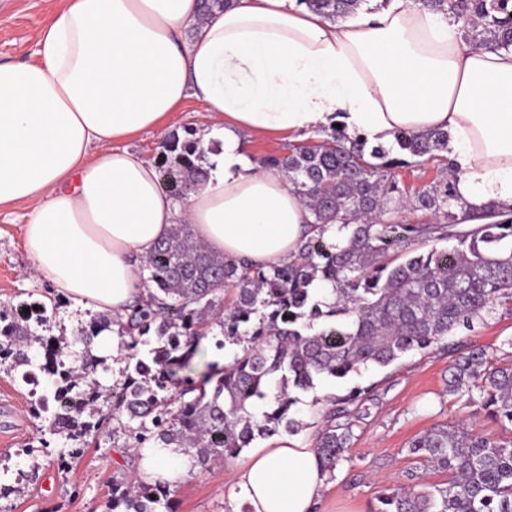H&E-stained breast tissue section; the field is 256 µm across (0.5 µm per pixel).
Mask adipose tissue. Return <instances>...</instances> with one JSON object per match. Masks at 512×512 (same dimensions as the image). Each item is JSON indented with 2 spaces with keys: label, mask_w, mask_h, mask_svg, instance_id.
Returning a JSON list of instances; mask_svg holds the SVG:
<instances>
[{
  "label": "adipose tissue",
  "mask_w": 512,
  "mask_h": 512,
  "mask_svg": "<svg viewBox=\"0 0 512 512\" xmlns=\"http://www.w3.org/2000/svg\"><path fill=\"white\" fill-rule=\"evenodd\" d=\"M37 59L0 63V206L37 200L23 243L59 294L119 317L146 294L137 257L173 225L215 254L287 261L312 217L282 176L253 164L243 134L338 123L371 143L450 133L457 195L512 206V50L465 43L413 0H367L336 21L298 0H66L36 35ZM190 97L221 143L183 203L120 143ZM328 477L312 446L256 448L229 484L250 512H316Z\"/></svg>",
  "instance_id": "obj_1"
}]
</instances>
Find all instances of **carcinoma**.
Masks as SVG:
<instances>
[{
	"label": "carcinoma",
	"mask_w": 512,
	"mask_h": 512,
	"mask_svg": "<svg viewBox=\"0 0 512 512\" xmlns=\"http://www.w3.org/2000/svg\"><path fill=\"white\" fill-rule=\"evenodd\" d=\"M331 21L361 8L364 0H298ZM422 7L452 16L467 42L491 50L512 48V0H421ZM395 148L369 145L344 128L330 127L317 140L289 146L285 156H268L263 166L281 175L308 208L312 234L290 260L253 264L207 251L191 225L177 224L146 256L148 297L119 322L118 335L130 342L122 390L112 396V411L124 416L138 443L173 448L202 468L237 456L256 438L303 423L292 416L298 398L322 377L344 379L369 364L387 367L411 351L448 352L446 393L477 405L505 427L512 425V364L501 365L497 349L461 348L449 337L501 312L512 316V210L497 204L476 213L455 194V173L448 161V131L400 130ZM205 148L199 139L164 140L159 159L162 188L178 201L207 175ZM435 164L438 179L417 190L408 203L428 212L432 221H398L407 194L395 169ZM334 224L341 238L323 237ZM316 281L330 285L332 299L318 296ZM111 320L99 316L77 330L88 347ZM219 330L243 353L218 368L198 360L201 342ZM35 332L28 323L0 311V363L29 364L26 348ZM155 337L148 358L137 346ZM88 356L77 366L62 359L59 346L46 345L39 370L53 377L50 402L73 389L63 373L80 374L79 391L98 400L95 369ZM177 397L164 395L179 373ZM276 381L274 406L256 413ZM369 389L354 387L330 399L334 409L315 435L314 448L328 478L355 438L348 407L363 401ZM108 418L82 407L56 412L50 430L75 442L79 455L88 438ZM409 453L448 480L418 487H394L376 498L371 512H512V437L494 439L462 424H437L416 435ZM171 483L134 478L112 485V510L173 512Z\"/></svg>",
	"instance_id": "carcinoma-1"
}]
</instances>
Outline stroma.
<instances>
[{
  "label": "stroma",
  "instance_id": "35a3bbf8",
  "mask_svg": "<svg viewBox=\"0 0 512 512\" xmlns=\"http://www.w3.org/2000/svg\"><path fill=\"white\" fill-rule=\"evenodd\" d=\"M62 4L63 0H0V62L35 61V35ZM211 123L204 103L191 97L181 111L159 127L125 140L124 146L154 165L169 132L190 130L199 135ZM35 206L28 200L0 208V309L12 311L32 302L46 305L47 322L37 327L39 339L26 350L38 365L50 338L60 340L71 356H79L83 345L73 331L87 325L95 313L74 309L69 298L60 296L35 271L23 246V226ZM511 337L512 317L501 313L466 335L468 342L496 347L498 358L507 364L512 363V347L506 344ZM126 355L123 345L102 354L94 375L100 385L96 408L110 421L74 460L68 456L71 441L50 433L48 414H34V399L21 370L0 365V512H112L113 481L134 476L139 463L126 422L110 417L112 394L125 381ZM447 367V356L438 351H414L390 366L370 365L343 379L325 378L314 389L299 393L293 411L305 427L294 439L304 445L322 425L328 397L356 386L368 391L363 402L350 409L356 440L325 489L317 512H369L383 488L445 482V474L425 471L408 452L409 441L433 424L463 420L473 432L503 436L498 423L445 394ZM246 458L242 452L223 464L181 475L174 512H233L224 485Z\"/></svg>",
  "mask_w": 512,
  "mask_h": 512
}]
</instances>
